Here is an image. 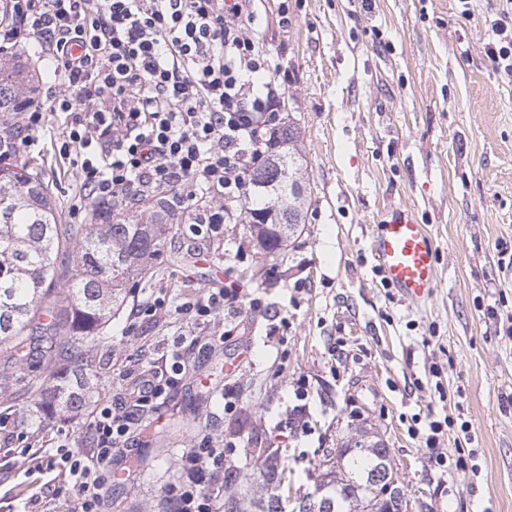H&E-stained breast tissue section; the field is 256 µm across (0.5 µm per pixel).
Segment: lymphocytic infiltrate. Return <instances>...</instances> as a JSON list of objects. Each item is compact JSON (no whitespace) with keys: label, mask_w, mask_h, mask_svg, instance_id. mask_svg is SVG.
Instances as JSON below:
<instances>
[{"label":"lymphocytic infiltrate","mask_w":512,"mask_h":512,"mask_svg":"<svg viewBox=\"0 0 512 512\" xmlns=\"http://www.w3.org/2000/svg\"><path fill=\"white\" fill-rule=\"evenodd\" d=\"M255 0H7L0 48L36 40L54 79L19 116L22 146L52 132L75 171L83 203L133 205L167 194L187 210L194 235L220 236L238 223L253 169L277 136L280 66L256 36ZM485 54L512 74V11L491 26ZM211 289L175 302L156 295L132 317L159 313L184 324L222 326L236 302ZM182 342L162 367L130 372L128 398L98 408L85 456L58 445L37 459L68 470L62 493L74 512H101L126 482L121 463L145 412L159 413L185 372ZM235 444L203 436L163 495L167 512H219Z\"/></svg>","instance_id":"1"}]
</instances>
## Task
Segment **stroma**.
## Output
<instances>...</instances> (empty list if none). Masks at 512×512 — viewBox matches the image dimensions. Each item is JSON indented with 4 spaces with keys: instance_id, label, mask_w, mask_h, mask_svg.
<instances>
[{
    "instance_id": "stroma-1",
    "label": "stroma",
    "mask_w": 512,
    "mask_h": 512,
    "mask_svg": "<svg viewBox=\"0 0 512 512\" xmlns=\"http://www.w3.org/2000/svg\"><path fill=\"white\" fill-rule=\"evenodd\" d=\"M506 0H258V32L285 79L281 113L295 117L306 155L308 219L296 247L262 255L242 225L221 238L171 231L146 270L147 288L178 297L233 284L222 350L183 347L186 376L167 396L144 462L107 496L106 512H160L178 461L210 431L239 448L280 449L291 491L314 489V465L337 435L363 424L388 442L396 485L425 512H512V76L484 47ZM288 28H280L281 15ZM35 161L73 214L75 173L49 135L18 150ZM403 208L437 250L433 296L411 303L388 288L370 243L380 216ZM261 298L267 313L251 311ZM179 325L161 315L130 327L113 318L92 367L98 403L125 395L123 374L161 361ZM438 375H431V368ZM234 401L235 410L224 408ZM469 422L477 473L437 475L411 423ZM90 412L42 419L21 391L0 407V512L36 499L68 512L64 471L31 469L23 445H89Z\"/></svg>"
}]
</instances>
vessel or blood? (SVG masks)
<instances>
[{
	"label": "vessel or blood",
	"instance_id": "b4317fda",
	"mask_svg": "<svg viewBox=\"0 0 512 512\" xmlns=\"http://www.w3.org/2000/svg\"><path fill=\"white\" fill-rule=\"evenodd\" d=\"M371 251L386 283L412 302L429 299L437 287V253L426 225L412 212L384 213L371 241Z\"/></svg>",
	"mask_w": 512,
	"mask_h": 512
}]
</instances>
